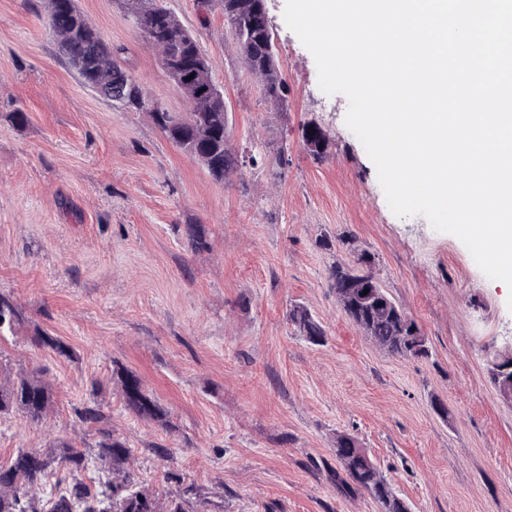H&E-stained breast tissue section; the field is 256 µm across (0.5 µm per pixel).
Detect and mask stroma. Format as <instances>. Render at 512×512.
Listing matches in <instances>:
<instances>
[{
  "mask_svg": "<svg viewBox=\"0 0 512 512\" xmlns=\"http://www.w3.org/2000/svg\"><path fill=\"white\" fill-rule=\"evenodd\" d=\"M161 3L213 63L232 148L272 157L284 147L289 164L214 180L149 113L81 86L57 53L45 0H0V294L21 316L0 334V382L33 373L55 400L42 423L0 419V464L21 448L94 444L96 425L75 410L97 382L106 429L163 496L177 490L164 478L173 470L224 512H381L317 467L335 464L336 435L348 432L412 512H512V402L489 373L512 353L511 296L457 237L390 210L345 123L347 98L323 95L285 0H266L288 85L282 110L247 69L220 0ZM76 4L123 47L119 64L149 97L186 114L123 0ZM310 121L331 140L325 161L303 146ZM195 224L205 239L196 247L186 235ZM362 253L426 336L429 358L388 355L341 310L329 270ZM295 304L324 326L325 344L295 334ZM41 331L74 359L36 346ZM117 364L142 379L168 426L126 410Z\"/></svg>",
  "mask_w": 512,
  "mask_h": 512,
  "instance_id": "35a3bbf8",
  "label": "stroma"
}]
</instances>
